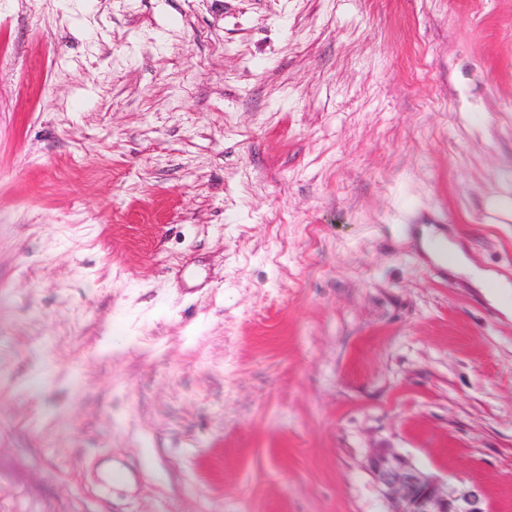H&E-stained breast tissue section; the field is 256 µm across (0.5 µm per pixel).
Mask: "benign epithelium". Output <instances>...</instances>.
<instances>
[{
	"label": "benign epithelium",
	"mask_w": 512,
	"mask_h": 512,
	"mask_svg": "<svg viewBox=\"0 0 512 512\" xmlns=\"http://www.w3.org/2000/svg\"><path fill=\"white\" fill-rule=\"evenodd\" d=\"M368 470L392 506L390 512H489L478 488L445 486L389 448L374 451Z\"/></svg>",
	"instance_id": "7a95c632"
}]
</instances>
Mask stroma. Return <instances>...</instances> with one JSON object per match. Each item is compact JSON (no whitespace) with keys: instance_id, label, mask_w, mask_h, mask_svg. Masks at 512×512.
Returning <instances> with one entry per match:
<instances>
[{"instance_id":"obj_1","label":"stroma","mask_w":512,"mask_h":512,"mask_svg":"<svg viewBox=\"0 0 512 512\" xmlns=\"http://www.w3.org/2000/svg\"><path fill=\"white\" fill-rule=\"evenodd\" d=\"M477 271L512 0H0V512H389L377 448L512 512ZM430 244L439 257L438 263H442L444 266H448V268L454 271L460 269L464 261V256L457 246L448 242V237L442 236V239L434 240ZM448 255L452 258L449 262Z\"/></svg>"}]
</instances>
